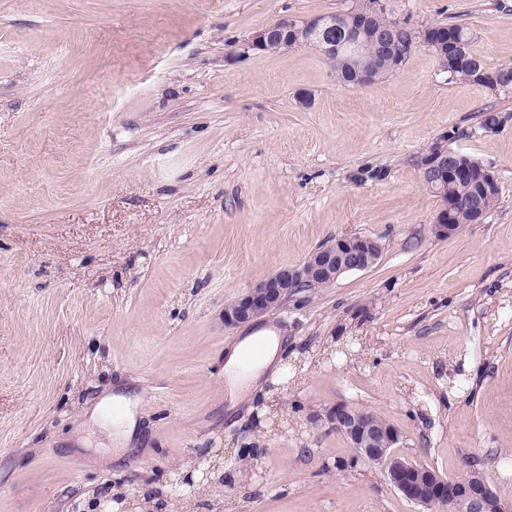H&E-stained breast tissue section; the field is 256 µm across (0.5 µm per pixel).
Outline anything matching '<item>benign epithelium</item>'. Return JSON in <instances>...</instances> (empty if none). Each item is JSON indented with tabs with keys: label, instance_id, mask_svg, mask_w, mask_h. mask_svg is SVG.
<instances>
[{
	"label": "benign epithelium",
	"instance_id": "1",
	"mask_svg": "<svg viewBox=\"0 0 512 512\" xmlns=\"http://www.w3.org/2000/svg\"><path fill=\"white\" fill-rule=\"evenodd\" d=\"M387 7V0H352L338 12L353 35L369 41L374 47L370 60L351 67L338 76V80L356 86L371 83L378 75L400 66L405 51H411L419 44L428 47L439 60L446 61L444 43L427 38L422 29L419 37L403 42L396 34L407 30L404 21L396 18L389 27H377L376 20L387 12ZM334 32L336 24L322 16L302 20L284 17L260 29L248 49L281 51L294 46H315ZM449 141L448 136L434 140L420 162L423 181L438 193L442 202L431 224L432 233L437 237H446L462 229V225L454 221V212L462 202V198L453 193L455 183L470 182L478 197H491L499 191L494 171L482 163L475 170L456 163ZM380 251L382 246L376 238L340 236L312 251L301 264L278 270L225 304L224 327L235 328L279 311L289 298L307 291L310 282L332 285L345 273L367 270L376 264ZM326 420L350 442L357 458L383 467L388 483L428 512L439 505L449 506L452 512H512V502L502 500L478 468L450 480L432 467L414 464L397 455L394 448L401 440L399 431L373 412L341 402L327 411Z\"/></svg>",
	"mask_w": 512,
	"mask_h": 512
}]
</instances>
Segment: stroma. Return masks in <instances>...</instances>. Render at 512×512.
I'll use <instances>...</instances> for the list:
<instances>
[{
	"mask_svg": "<svg viewBox=\"0 0 512 512\" xmlns=\"http://www.w3.org/2000/svg\"><path fill=\"white\" fill-rule=\"evenodd\" d=\"M398 4L512 65V0ZM342 7L0 0V512H95L102 495L420 512L326 423L339 402L390 422L400 456L451 479L479 468L512 502V90L449 80L422 46L362 87L316 48H247ZM451 130L500 197L439 238L420 158ZM346 234L379 239V261L265 317L288 348L275 406L228 410L224 347L257 326L225 327V303ZM112 395L137 423L120 456ZM213 460L178 501L176 479Z\"/></svg>",
	"mask_w": 512,
	"mask_h": 512,
	"instance_id": "stroma-1",
	"label": "stroma"
}]
</instances>
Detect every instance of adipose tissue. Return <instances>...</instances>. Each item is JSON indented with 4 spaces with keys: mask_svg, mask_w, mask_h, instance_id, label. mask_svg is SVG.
Listing matches in <instances>:
<instances>
[{
    "mask_svg": "<svg viewBox=\"0 0 512 512\" xmlns=\"http://www.w3.org/2000/svg\"><path fill=\"white\" fill-rule=\"evenodd\" d=\"M263 343L260 359L247 362L254 343ZM286 359V349L277 330L262 329L224 349L225 387L231 404H238L262 390L268 377L279 375Z\"/></svg>",
    "mask_w": 512,
    "mask_h": 512,
    "instance_id": "obj_1",
    "label": "adipose tissue"
}]
</instances>
